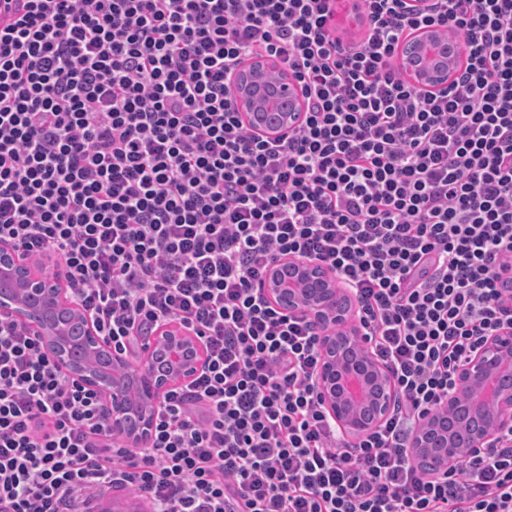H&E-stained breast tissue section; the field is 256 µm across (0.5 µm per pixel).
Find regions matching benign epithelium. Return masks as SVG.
<instances>
[{
	"label": "benign epithelium",
	"mask_w": 512,
	"mask_h": 512,
	"mask_svg": "<svg viewBox=\"0 0 512 512\" xmlns=\"http://www.w3.org/2000/svg\"><path fill=\"white\" fill-rule=\"evenodd\" d=\"M399 65L415 86L438 90L448 85L458 57L439 31L425 29L408 41ZM227 82L245 118L268 137L293 129L305 109L301 88L272 59L243 62ZM46 265L45 259L25 257L0 243V316L39 336L64 373L98 393L112 435L139 447L148 440L155 403L202 367V343L192 332L166 326L147 351L148 363L128 377L127 361L113 354L92 322L70 304L63 270L48 274ZM265 292L284 309L309 312L320 334L317 388L341 432L358 438L375 429L389 414L396 390L387 369L359 341L350 293L318 262L295 258L273 262ZM101 354L110 358L104 372L82 364L85 356ZM458 381L448 410L427 417L413 438L415 459L425 471L448 469V460L512 423V331L488 337L459 371ZM455 411L458 419L448 421Z\"/></svg>",
	"instance_id": "7a95c632"
}]
</instances>
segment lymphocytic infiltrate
I'll return each instance as SVG.
<instances>
[{
    "instance_id": "obj_1",
    "label": "lymphocytic infiltrate",
    "mask_w": 512,
    "mask_h": 512,
    "mask_svg": "<svg viewBox=\"0 0 512 512\" xmlns=\"http://www.w3.org/2000/svg\"><path fill=\"white\" fill-rule=\"evenodd\" d=\"M22 0L0 27V241L67 271L70 301L137 358L177 324L205 349L147 444L0 317V512H512V425L442 473L411 438L486 336L512 329V0ZM452 33L447 89L411 86L402 41ZM275 58L301 123L254 132L227 73ZM353 295L397 391L349 441L315 384L309 316L264 293L277 257ZM351 0H338L336 13V26L340 31L346 33L349 37L358 38L362 33V26L359 20L352 12Z\"/></svg>"
}]
</instances>
